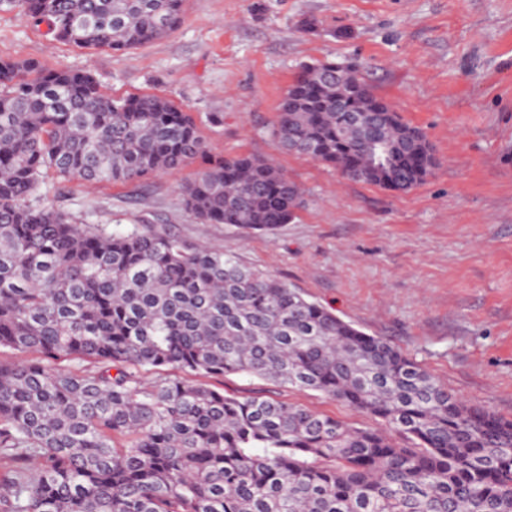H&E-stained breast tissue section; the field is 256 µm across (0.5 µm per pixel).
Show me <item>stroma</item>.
I'll return each mask as SVG.
<instances>
[{
	"label": "stroma",
	"mask_w": 512,
	"mask_h": 512,
	"mask_svg": "<svg viewBox=\"0 0 512 512\" xmlns=\"http://www.w3.org/2000/svg\"><path fill=\"white\" fill-rule=\"evenodd\" d=\"M0 58L89 70L114 96H167L193 113L213 153L275 155L303 199L272 235L201 224L178 195L189 166L138 187L69 185L60 205L80 222L233 249L469 404L512 419V0H185L177 29L129 53L54 41L2 4ZM316 60L360 63L374 93L425 133L437 164L422 184L387 190L276 150L285 91ZM215 385L375 424L256 378Z\"/></svg>",
	"instance_id": "obj_1"
}]
</instances>
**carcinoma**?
<instances>
[{
  "label": "carcinoma",
  "instance_id": "cac0c4a2",
  "mask_svg": "<svg viewBox=\"0 0 512 512\" xmlns=\"http://www.w3.org/2000/svg\"><path fill=\"white\" fill-rule=\"evenodd\" d=\"M6 3L58 41L127 51L174 30L184 0ZM356 69L302 65L276 146L410 190L435 166L427 138ZM197 161L178 192L201 224L272 234L302 204L272 159L209 154L171 99L0 60V349L20 355L0 361V512H512V419L229 249L79 224L42 192ZM233 374L382 427L208 384Z\"/></svg>",
  "mask_w": 512,
  "mask_h": 512
}]
</instances>
